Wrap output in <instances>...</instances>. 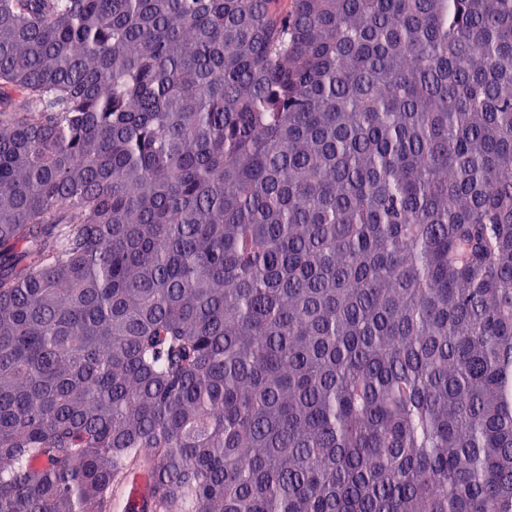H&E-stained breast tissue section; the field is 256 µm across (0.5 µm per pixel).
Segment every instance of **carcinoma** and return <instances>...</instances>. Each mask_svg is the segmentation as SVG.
I'll return each instance as SVG.
<instances>
[{
  "label": "carcinoma",
  "mask_w": 512,
  "mask_h": 512,
  "mask_svg": "<svg viewBox=\"0 0 512 512\" xmlns=\"http://www.w3.org/2000/svg\"><path fill=\"white\" fill-rule=\"evenodd\" d=\"M0 461L512 512V0H0Z\"/></svg>",
  "instance_id": "carcinoma-1"
}]
</instances>
